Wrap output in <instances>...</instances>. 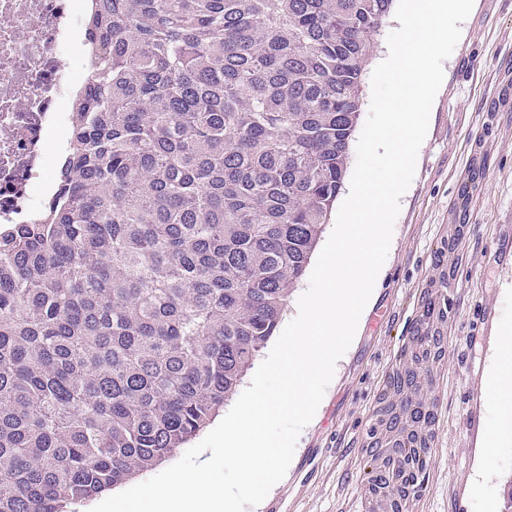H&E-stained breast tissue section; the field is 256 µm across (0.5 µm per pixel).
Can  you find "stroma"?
<instances>
[{"label": "stroma", "mask_w": 512, "mask_h": 512, "mask_svg": "<svg viewBox=\"0 0 512 512\" xmlns=\"http://www.w3.org/2000/svg\"><path fill=\"white\" fill-rule=\"evenodd\" d=\"M478 179L469 196L461 189ZM390 250L352 343L286 476L251 512H363L366 430L422 314L446 293L445 357L424 376L439 420L427 484L404 512H499L512 428L497 415L494 329L512 325V0H477L400 201ZM465 223L457 246L449 241Z\"/></svg>", "instance_id": "obj_1"}]
</instances>
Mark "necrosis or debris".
<instances>
[{
    "mask_svg": "<svg viewBox=\"0 0 512 512\" xmlns=\"http://www.w3.org/2000/svg\"><path fill=\"white\" fill-rule=\"evenodd\" d=\"M89 0H0V223L34 224L87 85L88 60L67 62Z\"/></svg>",
    "mask_w": 512,
    "mask_h": 512,
    "instance_id": "1",
    "label": "necrosis or debris"
}]
</instances>
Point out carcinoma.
Instances as JSON below:
<instances>
[{"label": "carcinoma", "mask_w": 512, "mask_h": 512, "mask_svg": "<svg viewBox=\"0 0 512 512\" xmlns=\"http://www.w3.org/2000/svg\"><path fill=\"white\" fill-rule=\"evenodd\" d=\"M92 2L55 194L0 229V512L127 483L236 393L328 224L394 0ZM427 338L417 364L445 355ZM407 447L419 494L429 439Z\"/></svg>", "instance_id": "1"}]
</instances>
